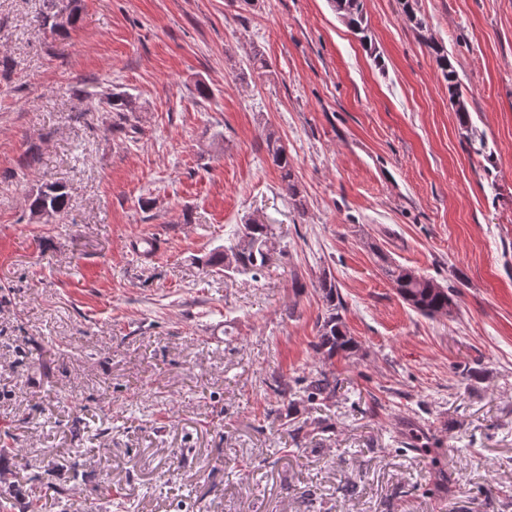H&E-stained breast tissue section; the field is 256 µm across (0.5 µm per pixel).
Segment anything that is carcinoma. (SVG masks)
<instances>
[{
  "instance_id": "carcinoma-1",
  "label": "carcinoma",
  "mask_w": 512,
  "mask_h": 512,
  "mask_svg": "<svg viewBox=\"0 0 512 512\" xmlns=\"http://www.w3.org/2000/svg\"><path fill=\"white\" fill-rule=\"evenodd\" d=\"M59 4L69 11L72 20H77L81 0H46L38 22L43 27L58 32L54 5ZM336 15L360 36L370 52L372 48L368 35L366 18V0H330ZM402 14L413 24L414 28H425V22L417 16V0H398ZM427 47L431 50L437 70L442 79L448 84V95L451 103L459 114L460 124L469 127L471 117L464 100L462 85L456 68L449 59L448 49L437 42H430ZM97 107L112 113V127L118 128L130 138L139 133L134 113L140 111L137 99L126 93H108L98 100ZM95 107V108H97ZM94 107L87 111H95ZM266 152L272 164L280 173L282 190L288 195L293 208L305 213V200L300 184L296 180L294 160L288 154V149L273 132L265 137ZM68 206V195L64 188L55 184L40 188L28 200L29 212L47 209L59 216ZM269 230L266 224L248 223L239 228L234 237V243L222 251L213 253L208 264L222 266L226 269H242L253 272L264 266L267 258L265 251ZM384 275L392 284L401 300L418 314L433 318L435 316H451L457 306L453 289L438 285L433 279L420 275L401 265L390 262L382 267ZM318 290L325 303L324 313L318 320V330L311 347L313 351L329 360L338 355L349 354L358 348L357 340L350 336L341 315L343 302L334 278L324 274L318 280ZM299 391L303 392L309 401H325L336 394V376L326 370H319L302 380Z\"/></svg>"
}]
</instances>
